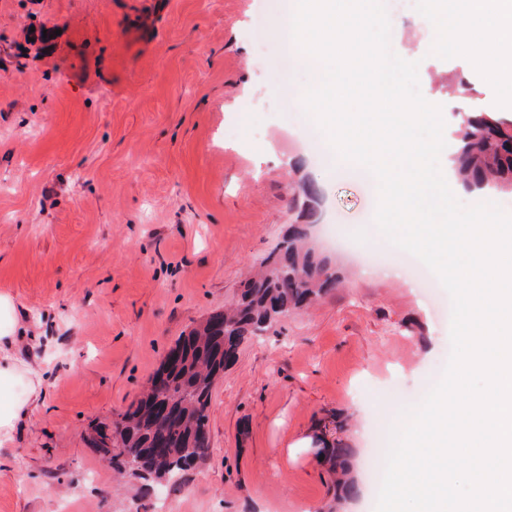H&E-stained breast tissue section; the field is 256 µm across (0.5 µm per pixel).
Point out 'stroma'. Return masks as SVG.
<instances>
[{"instance_id":"obj_1","label":"stroma","mask_w":512,"mask_h":512,"mask_svg":"<svg viewBox=\"0 0 512 512\" xmlns=\"http://www.w3.org/2000/svg\"><path fill=\"white\" fill-rule=\"evenodd\" d=\"M393 52L444 112L503 111L466 54L426 47L420 0H384ZM278 0H0V292L13 352L44 377L0 447V512H375L336 500L315 441L368 486L404 409L451 354L452 302L399 271L374 177L319 189L314 237L340 278L244 344L216 385L210 448L147 487L90 444L168 348L240 293L295 223L308 156L301 67L268 29Z\"/></svg>"}]
</instances>
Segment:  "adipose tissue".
I'll list each match as a JSON object with an SVG mask.
<instances>
[{
    "instance_id": "ef3b65f1",
    "label": "adipose tissue",
    "mask_w": 512,
    "mask_h": 512,
    "mask_svg": "<svg viewBox=\"0 0 512 512\" xmlns=\"http://www.w3.org/2000/svg\"><path fill=\"white\" fill-rule=\"evenodd\" d=\"M427 22L430 47L477 53L482 76L499 84L512 105V0H430ZM19 328L12 296L0 293V387L25 388L23 397L0 406V444L10 440L17 420L35 408L42 391L40 375L11 351Z\"/></svg>"
}]
</instances>
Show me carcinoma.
<instances>
[{"mask_svg":"<svg viewBox=\"0 0 512 512\" xmlns=\"http://www.w3.org/2000/svg\"><path fill=\"white\" fill-rule=\"evenodd\" d=\"M453 120L456 129L448 140V154L459 181L511 188L512 118L500 112H455ZM315 217L316 211L309 208L303 222L291 225L288 244L268 258L235 303L210 312L177 338L146 392L120 415L119 425L97 427L110 432L111 447L97 451L113 471L161 483L204 458L212 392L241 346L336 286L327 259L309 242ZM323 455L340 495L356 496L352 449L338 442L324 448Z\"/></svg>","mask_w":512,"mask_h":512,"instance_id":"carcinoma-1","label":"carcinoma"}]
</instances>
